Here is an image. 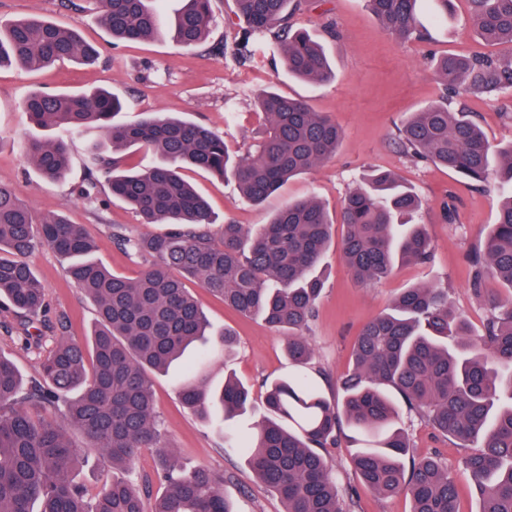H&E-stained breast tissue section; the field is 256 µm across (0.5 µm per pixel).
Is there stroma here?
<instances>
[{
	"instance_id": "obj_1",
	"label": "stroma",
	"mask_w": 512,
	"mask_h": 512,
	"mask_svg": "<svg viewBox=\"0 0 512 512\" xmlns=\"http://www.w3.org/2000/svg\"><path fill=\"white\" fill-rule=\"evenodd\" d=\"M40 18L62 25L78 24L83 38L100 49L96 63L65 60L34 70L0 69V183L18 188L36 215H65L82 225L94 239L95 259L110 270L134 278L146 262L112 243V227L124 225L133 235L161 232L158 224L144 225L116 198L106 181L90 185L85 168L88 146L100 131L87 129L68 140L69 167L64 179H44L30 163L25 145L36 138H60V129H42L27 123L20 110L22 97L33 90L80 93L106 89L118 96L125 110L118 119L137 121L145 112H166L192 120L224 136L230 148L247 157L259 138L263 121L254 100L267 88L301 97L314 111L328 115L343 131L335 154L313 171L290 180L262 205L242 199L233 183L188 170L185 178L207 197L215 213L210 231L220 237L224 224L257 228L291 198L313 197L329 210L340 207L346 194L361 184L374 169L390 170L415 187L422 199L412 221L425 225L432 242L429 263H406L382 283H357L340 258L334 226V244L323 254L319 269L326 287L316 306L308 333L314 357L308 374L322 394L337 398L338 383L350 367L352 345L371 318L387 312L405 289L436 284L447 287L452 307L481 332L489 311L485 294H506L507 288L485 279L482 292L472 288L471 258L478 253L490 224L495 223L499 193L491 186L477 188L448 169L419 162L395 144L396 127L412 112L440 96L431 60L445 53L499 55L511 52L503 45L483 42L468 26L466 0H455V13L448 23L423 11L425 38L399 42L385 34L362 0H302L292 16L295 27L306 29L325 49L335 77L323 85L288 78L275 47L252 62L241 64L226 56L242 34L233 0H213V23L208 38L186 48L172 37L149 41L116 42L98 25L94 16L64 9L60 0H0V19ZM465 104L495 145L512 141V123L502 114L512 111V98L490 96L466 99ZM454 209L445 219L444 206ZM30 262L43 281L50 303L49 320H63L64 336L84 340L94 323V306L65 274L66 258L47 248H36ZM194 294L210 321L211 334L232 330L237 339L232 353L211 346L210 357L200 361L198 348L189 349L168 372L154 375L157 409L164 422L165 440L190 469L204 467L224 476V496L238 512H283L280 499L256 482L241 449L224 442L221 418L204 420L180 400L178 387L188 368L206 376L218 389L226 376L242 380L251 389L253 409L232 425L245 431L263 415L268 386L293 371L288 361L286 337L257 317H244L225 307L222 300L202 288ZM54 345L45 337L41 347H27L13 314L0 312V351L8 355L24 376L36 375L41 359ZM415 456L438 455L456 483L460 512H477L479 503L463 472L465 449L448 441L431 426L402 414ZM341 493L351 503V512H410L405 495L381 498L355 477L352 449H326Z\"/></svg>"
}]
</instances>
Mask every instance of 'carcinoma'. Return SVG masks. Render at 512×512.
Instances as JSON below:
<instances>
[{
  "instance_id": "obj_1",
  "label": "carcinoma",
  "mask_w": 512,
  "mask_h": 512,
  "mask_svg": "<svg viewBox=\"0 0 512 512\" xmlns=\"http://www.w3.org/2000/svg\"><path fill=\"white\" fill-rule=\"evenodd\" d=\"M180 2L169 22L161 0H84L73 7L94 12L114 40L170 33L184 47L197 46L209 32L212 0ZM235 2L245 24L244 44H276L290 78L320 84L333 77L323 46L290 23L294 0ZM467 2L471 28L490 43L512 48V0ZM365 3L390 34L418 37L422 0ZM97 58L96 47L75 26L36 18L0 23V68ZM433 69L443 94L412 113L398 129V145L471 183L496 185L502 203L473 260L472 285L481 291L491 275L512 289V142L491 145L465 106L451 108L457 96L512 92V54H446L433 59ZM256 105L264 130L250 157L237 161L223 136L190 120L148 112L133 124L116 122L123 104L108 91H32L23 100V112L38 127L100 128L104 141L90 146V171L105 178L112 196L140 223L169 228L133 236L112 225L117 247L149 260L138 277L127 278L92 258L95 245L80 225L61 214L36 216L11 186L0 184V302L14 312L26 342L38 347L44 338L28 333L35 322L56 330L46 319L45 288L28 263L38 246L70 259L67 276L97 312L87 339L59 337L27 387L0 352V512H234L224 498V475L182 467L164 440L155 404L152 373L167 370L188 346L206 342L208 321L187 286L191 281L281 331L289 360L300 368L271 386L266 413L253 431H224L225 439L237 440L257 480L279 496L284 512H350L321 453L336 446L340 435L356 448V473L371 491H408L411 512H459L454 480L436 458L405 465L411 441L393 393L408 413L472 449L464 469L477 491V512H512V293L489 298L485 331L475 336L448 303L447 288L405 289L389 312L359 333L342 400L323 397L304 372L312 359L305 331L324 286L316 268L333 224L343 228L346 265L367 285L388 279L400 263H428L431 241L422 225L402 222L421 206L418 193L395 174L378 171L346 195L337 222L318 200L292 199L254 231L224 225L222 243L214 244L209 203L182 177L183 170L231 178L246 201L260 205L292 178L314 170L341 143L336 123L303 99L269 90L256 96ZM130 148L158 161L126 170L123 152ZM27 156L48 179H60L68 169L63 140L36 139ZM179 397L203 419L219 409L229 420L250 405L248 388L230 378L220 390L202 379L184 381ZM73 433L83 446L72 442ZM146 451L160 462L162 492L156 497L148 478H114L94 496L75 480L86 453L129 471Z\"/></svg>"
}]
</instances>
